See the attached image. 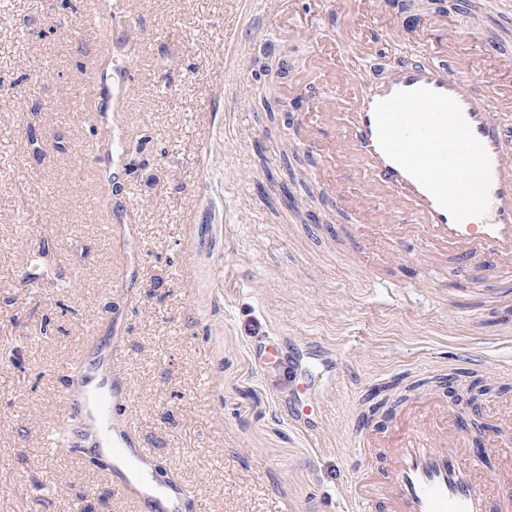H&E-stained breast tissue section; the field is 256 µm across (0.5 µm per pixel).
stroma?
<instances>
[{"label":"stroma","mask_w":512,"mask_h":512,"mask_svg":"<svg viewBox=\"0 0 512 512\" xmlns=\"http://www.w3.org/2000/svg\"><path fill=\"white\" fill-rule=\"evenodd\" d=\"M132 25L100 34L86 0H0V512H133L102 469L47 451L66 379L61 371L103 318L126 327L120 371L137 432L179 483L189 512H348L360 480L392 467L381 450L392 418L371 416L375 446L353 455L363 401L394 378L425 380L396 413L449 401L436 378L459 370L485 386L488 447L512 424V297L488 306L493 272L473 276L423 245L350 249L329 201L296 219L268 177L293 128L264 136L252 89L262 63L287 73L276 95L302 102L336 87L326 62L346 54L337 33L372 41L353 61L356 82L456 33L479 91L512 84L491 55L512 44V19L483 0H376L361 24L353 0H296L291 16L265 0H129ZM260 30L251 32L244 16ZM132 80L114 119L131 148L118 170L131 196L106 209L94 80L113 57ZM62 136L67 151L53 150ZM266 165H259V155ZM135 227L128 266L108 227ZM61 288L21 277L42 244ZM282 355L336 349L332 391L296 388Z\"/></svg>","instance_id":"35a3bbf8"}]
</instances>
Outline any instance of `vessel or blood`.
<instances>
[{
	"label": "vessel or blood",
	"mask_w": 512,
	"mask_h": 512,
	"mask_svg": "<svg viewBox=\"0 0 512 512\" xmlns=\"http://www.w3.org/2000/svg\"><path fill=\"white\" fill-rule=\"evenodd\" d=\"M421 87L454 98L490 156L489 206L483 216L455 221L378 146L376 103ZM327 128L341 146L337 176L357 182L369 202L365 208L344 209L346 223L370 225L379 239L395 234L415 239L461 268L489 261L502 293L512 292V87L478 94L468 68L425 55L369 81L351 98L321 97L306 111L303 148L316 151L315 139ZM123 339L122 327H115L111 335L94 337L66 364L61 429L74 454L107 459L108 477L135 512H183L182 487L160 479L155 454L126 414L118 369ZM389 454L394 469L386 480L356 485L351 497L356 512H377L383 500L389 512H512V498L492 483L482 457L449 446L447 433L435 441L423 432L409 433Z\"/></svg>",
	"instance_id": "1"
}]
</instances>
